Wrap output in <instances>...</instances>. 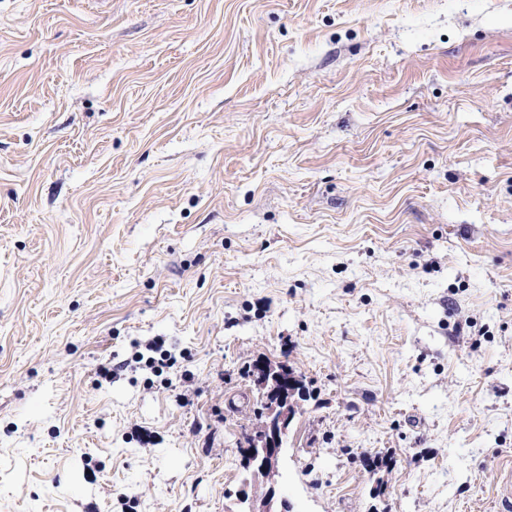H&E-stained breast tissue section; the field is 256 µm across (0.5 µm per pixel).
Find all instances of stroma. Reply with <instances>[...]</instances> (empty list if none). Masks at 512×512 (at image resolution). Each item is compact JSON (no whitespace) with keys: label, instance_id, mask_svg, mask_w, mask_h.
<instances>
[{"label":"stroma","instance_id":"1","mask_svg":"<svg viewBox=\"0 0 512 512\" xmlns=\"http://www.w3.org/2000/svg\"><path fill=\"white\" fill-rule=\"evenodd\" d=\"M261 362L294 512H496L512 0H0V512H244ZM254 376L266 389L262 395L261 423L247 448L246 467L254 476L271 480L282 452L283 437L297 413V394L303 380L286 365H257Z\"/></svg>","mask_w":512,"mask_h":512}]
</instances>
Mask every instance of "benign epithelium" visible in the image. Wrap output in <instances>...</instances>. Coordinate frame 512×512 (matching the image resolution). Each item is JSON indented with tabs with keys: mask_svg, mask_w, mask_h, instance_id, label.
<instances>
[{
	"mask_svg": "<svg viewBox=\"0 0 512 512\" xmlns=\"http://www.w3.org/2000/svg\"><path fill=\"white\" fill-rule=\"evenodd\" d=\"M254 376L266 392L262 395L261 423L250 440L245 465L255 476L268 480L269 484L258 498L249 496L245 491L241 492V497L250 504L249 512H292L288 499H276L278 491L271 477L279 464L283 437L297 413L295 395L303 380L286 365L259 364Z\"/></svg>",
	"mask_w": 512,
	"mask_h": 512,
	"instance_id": "7a95c632",
	"label": "benign epithelium"
}]
</instances>
